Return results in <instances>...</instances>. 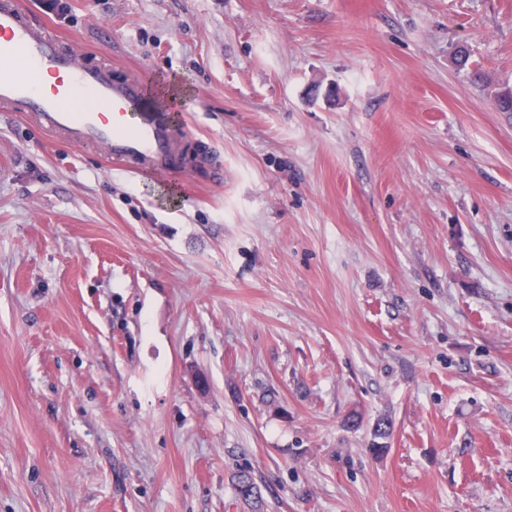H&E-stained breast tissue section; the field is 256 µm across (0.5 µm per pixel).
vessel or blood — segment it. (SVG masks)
Instances as JSON below:
<instances>
[{"instance_id":"1","label":"vessel or blood","mask_w":512,"mask_h":512,"mask_svg":"<svg viewBox=\"0 0 512 512\" xmlns=\"http://www.w3.org/2000/svg\"><path fill=\"white\" fill-rule=\"evenodd\" d=\"M0 105L33 115L75 145H100L114 160L177 168L174 131L142 81L117 82L108 66L85 65L48 32L0 0Z\"/></svg>"}]
</instances>
